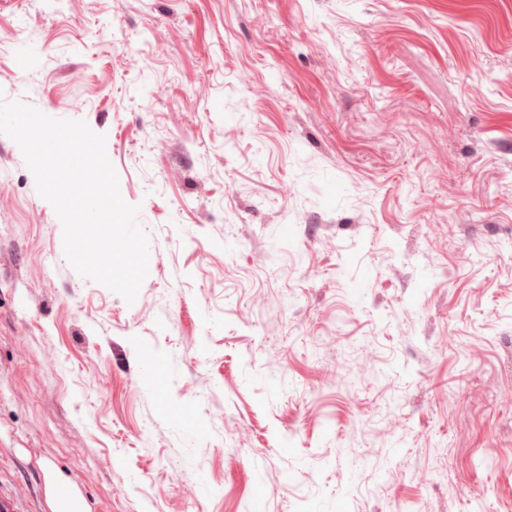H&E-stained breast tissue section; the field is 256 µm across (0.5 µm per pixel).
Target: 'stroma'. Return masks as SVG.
Listing matches in <instances>:
<instances>
[{
    "mask_svg": "<svg viewBox=\"0 0 512 512\" xmlns=\"http://www.w3.org/2000/svg\"><path fill=\"white\" fill-rule=\"evenodd\" d=\"M0 100L150 238L79 275L0 134V512H512V0H0ZM44 485L50 512H58L61 504L67 506L68 512H90L76 484L61 472L52 468L46 469Z\"/></svg>",
    "mask_w": 512,
    "mask_h": 512,
    "instance_id": "35a3bbf8",
    "label": "stroma"
}]
</instances>
